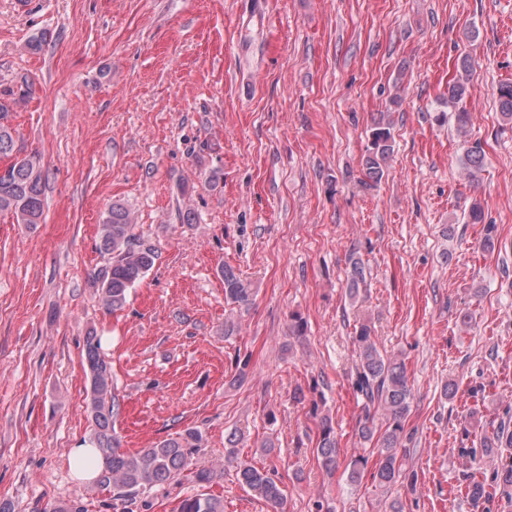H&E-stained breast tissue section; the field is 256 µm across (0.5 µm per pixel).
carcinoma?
Masks as SVG:
<instances>
[{
  "instance_id": "cac0c4a2",
  "label": "carcinoma",
  "mask_w": 512,
  "mask_h": 512,
  "mask_svg": "<svg viewBox=\"0 0 512 512\" xmlns=\"http://www.w3.org/2000/svg\"><path fill=\"white\" fill-rule=\"evenodd\" d=\"M470 61L463 58L459 76L448 81V107L452 108L458 130L466 128L470 113L464 102L471 95L467 74ZM27 83L20 81L19 89L5 87L0 90V158L11 159L0 172V212L13 214L19 224L44 222L45 199L42 172L32 156L19 157L21 149L16 144L15 130L9 123L10 112L26 94ZM499 111L507 121L512 120V82L500 84L496 91ZM371 146L364 158L366 180L377 183L385 174V167L394 152V132L391 122L381 118L370 130ZM463 169L474 179L485 165V153L478 143L465 146ZM136 222L130 210L119 202L108 208L98 237L105 264L91 276L102 306L112 312L124 308L129 293L151 270L156 252L141 241L135 233ZM369 269L359 258H351L346 291L350 299L358 297L367 283ZM224 279V298L227 302L246 305L250 301V284L232 267L221 268ZM355 365L352 372L353 386L363 399L364 422L359 428L360 437L373 444L379 456V466L374 480L383 491L397 483L400 476L397 466L398 449L410 438L403 420L409 410L411 388L404 363L396 357L382 354L373 340L371 322L363 321L355 329ZM84 362L89 380L86 410L90 422L88 443L98 450L104 467L97 484L112 492L116 500L134 504L139 494L156 486L178 483L186 477L202 492L183 498L176 512H224V503L217 496L206 492L214 479L213 471L193 466L197 449L203 446L200 430L190 427L156 443L151 448L136 452L122 449L113 423L119 411V402L113 392L112 370L102 354L101 338L90 334L84 339ZM382 413L386 429L375 437L374 420ZM489 448H511L512 427L506 423L493 432L487 443ZM338 441L332 424L322 419L319 424L316 453L327 468L336 467ZM239 483L278 510L285 495L274 474L247 462L238 465Z\"/></svg>"
}]
</instances>
